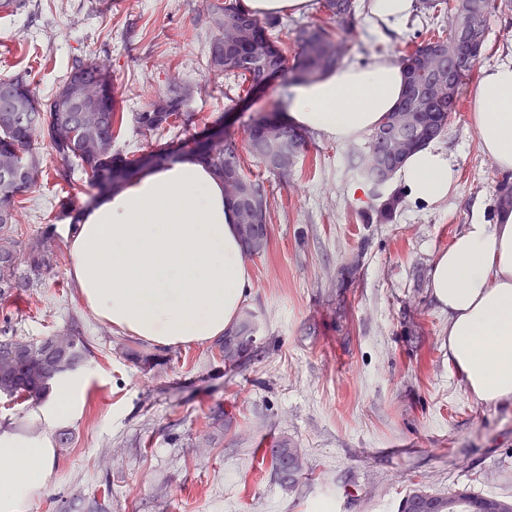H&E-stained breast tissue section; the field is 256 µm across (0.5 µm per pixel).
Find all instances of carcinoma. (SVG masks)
Returning a JSON list of instances; mask_svg holds the SVG:
<instances>
[{"label": "carcinoma", "instance_id": "obj_1", "mask_svg": "<svg viewBox=\"0 0 512 512\" xmlns=\"http://www.w3.org/2000/svg\"><path fill=\"white\" fill-rule=\"evenodd\" d=\"M423 8L433 16L452 15L463 28L476 33L481 46H486L487 17L496 9V0H422ZM319 9L325 19L301 28L294 39V54L277 44L279 34L287 28L276 18L261 21L242 10L238 0H212L208 5L211 39L208 45L209 72L214 75L232 74L241 83L255 89L266 82L267 71L273 67L288 76V82L318 78L336 68L348 52L343 34L353 30L358 14L357 0H319ZM224 29V37L240 34L231 48H220L218 29ZM445 57L459 55L460 42L454 34H434L429 39L399 58L405 72V93L397 108L388 113L384 121L368 137L367 149L380 142L376 137L387 128L413 135L412 145L396 153L401 163L415 150L438 138L448 125V116L458 111L460 90L476 73L475 67L462 68L456 75L454 86L439 100H427L414 90L421 82L419 66L422 57L434 51ZM98 81L103 88L100 113V131L96 138L85 140L79 133L81 113L69 106L65 92L76 77ZM182 82L173 79L162 90L172 95L169 110L151 112L143 110L131 114L130 122L137 135L149 142L154 136L176 128V123L190 121L186 112L188 104L176 97ZM118 88L112 71L99 66L92 56L77 60L62 85L55 93L42 98L29 75L18 74L0 80V299L15 292L35 288L57 264V245L47 230L40 235L22 241L13 234L17 221L20 198L38 187L45 169L35 144L46 139L62 163V178L77 168L87 176L90 188L100 193L112 190L126 181L140 165L141 159H128L113 151L114 129L124 123V113L117 111ZM423 112L437 113V119L427 124L414 125L413 118ZM255 139L263 140L265 151L254 157L270 169L268 156L275 153L282 141L302 152L306 146L304 136L276 114L256 118L252 123ZM183 155L203 158L214 175L224 179L227 168H236L240 177L250 186L270 215L267 193L263 183L243 174L240 147L236 139L224 132L212 133L204 142L197 144ZM495 207L512 208V181L504 179L497 189ZM50 339L56 340L50 350L43 349L45 341H29L15 336L0 339V392L22 398L31 403L42 401L56 379V374L66 369H76L90 355L88 342L81 331L70 326ZM256 342L250 319L224 335L219 343V357L228 364L237 363ZM133 359L145 370L164 366L170 359L155 353L131 352ZM274 477L283 486H295L286 482L284 468L291 464L296 478H301L305 461L298 449L283 438L266 449ZM472 500L494 502L499 497L473 494L466 490L448 496H435L423 490H415L403 503L408 506L420 502H434L447 512H468Z\"/></svg>", "mask_w": 512, "mask_h": 512}]
</instances>
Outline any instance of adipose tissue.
I'll list each match as a JSON object with an SVG mask.
<instances>
[{
  "instance_id": "ef3b65f1",
  "label": "adipose tissue",
  "mask_w": 512,
  "mask_h": 512,
  "mask_svg": "<svg viewBox=\"0 0 512 512\" xmlns=\"http://www.w3.org/2000/svg\"><path fill=\"white\" fill-rule=\"evenodd\" d=\"M415 0H369L367 28L382 40L411 15ZM404 69L394 59L343 64L295 83L289 124L345 141L369 133L399 104ZM483 154L512 174V58L483 68L472 90ZM397 181L434 206L454 189L452 161L429 144L410 154ZM70 273L98 318L157 348L220 338L251 296L252 276L224 186L207 163L186 156L156 166L98 198L69 241ZM430 295L448 315V360L483 402H512V210L475 206L430 271ZM85 379L58 377L35 418V436L0 433V512H30L53 472L54 423L72 418Z\"/></svg>"
}]
</instances>
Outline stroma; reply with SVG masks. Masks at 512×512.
Instances as JSON below:
<instances>
[{"label": "stroma", "instance_id": "obj_1", "mask_svg": "<svg viewBox=\"0 0 512 512\" xmlns=\"http://www.w3.org/2000/svg\"><path fill=\"white\" fill-rule=\"evenodd\" d=\"M430 20L414 12L385 40L366 23L349 39L344 63L377 53L399 58L421 41ZM484 64L512 48V7L487 19ZM210 28L203 0H27L0 12V79L31 70L40 95L54 93L75 58L110 64L120 109L138 112L171 79L191 84L192 117L158 143L177 149L222 128L243 140L254 118L278 111L290 85L279 77L252 91L207 68ZM471 101L438 142L453 160L455 189L446 202L410 201L397 181L380 196L355 194L364 180L351 162L365 138L344 142L308 133L287 177L251 154L243 171L260 179L271 210L269 244L249 258L245 304L257 343L224 364L207 343L169 349L167 366L142 371L122 347L143 341L83 305L69 275V204L93 191L56 177L47 142L37 150L50 169L22 200L20 239L53 228L61 250L42 287L0 301V330L40 340L78 323L91 357L78 415L56 424L54 475L30 512H398L422 488L444 495L469 489L512 500V403L479 401L448 363V316L428 293L435 256L447 249L473 203L492 208L502 179L478 148ZM389 220L372 215L390 196ZM224 428H207L211 407ZM211 444L198 445L201 435ZM288 438L306 459L303 478L282 487L262 456Z\"/></svg>", "mask_w": 512, "mask_h": 512}]
</instances>
